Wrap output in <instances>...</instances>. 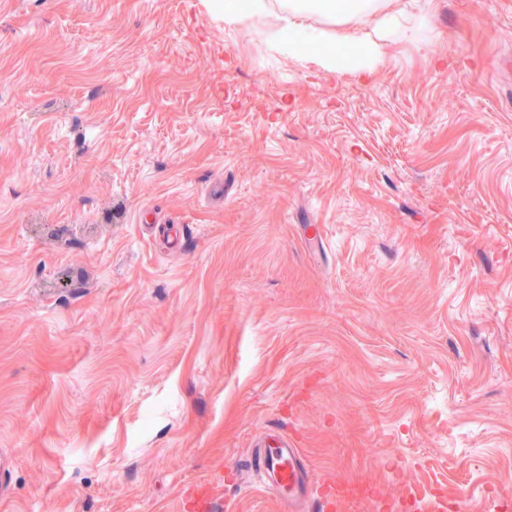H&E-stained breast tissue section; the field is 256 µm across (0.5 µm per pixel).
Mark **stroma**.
<instances>
[{
	"label": "stroma",
	"mask_w": 512,
	"mask_h": 512,
	"mask_svg": "<svg viewBox=\"0 0 512 512\" xmlns=\"http://www.w3.org/2000/svg\"><path fill=\"white\" fill-rule=\"evenodd\" d=\"M369 78L209 0H0V512H512V0H395ZM321 225L323 249L303 225ZM256 484L270 490L280 508L297 512L314 496L316 484L303 461L300 448L282 434L267 435L245 464ZM219 502L216 494L209 484L201 483L194 485L187 511L190 512H220Z\"/></svg>",
	"instance_id": "1"
}]
</instances>
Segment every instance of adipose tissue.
I'll return each instance as SVG.
<instances>
[{"label": "adipose tissue", "instance_id": "ef3b65f1", "mask_svg": "<svg viewBox=\"0 0 512 512\" xmlns=\"http://www.w3.org/2000/svg\"><path fill=\"white\" fill-rule=\"evenodd\" d=\"M211 8L225 27L251 26L282 56L307 58L324 72L338 71V58L310 52L311 44L358 48L351 70L364 75L384 63L390 44L411 39L424 46L429 41L424 13L390 9L387 0H212ZM314 16L323 18L324 26H313Z\"/></svg>", "mask_w": 512, "mask_h": 512}]
</instances>
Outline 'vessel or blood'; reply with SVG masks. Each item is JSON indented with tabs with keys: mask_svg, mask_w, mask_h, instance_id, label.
<instances>
[{
	"mask_svg": "<svg viewBox=\"0 0 512 512\" xmlns=\"http://www.w3.org/2000/svg\"><path fill=\"white\" fill-rule=\"evenodd\" d=\"M246 467L259 487L274 494L282 512H300L316 491L300 449L286 436L264 437L248 457ZM187 509L188 512H220L212 487L206 483L194 485Z\"/></svg>",
	"mask_w": 512,
	"mask_h": 512,
	"instance_id": "b4317fda",
	"label": "vessel or blood"
}]
</instances>
